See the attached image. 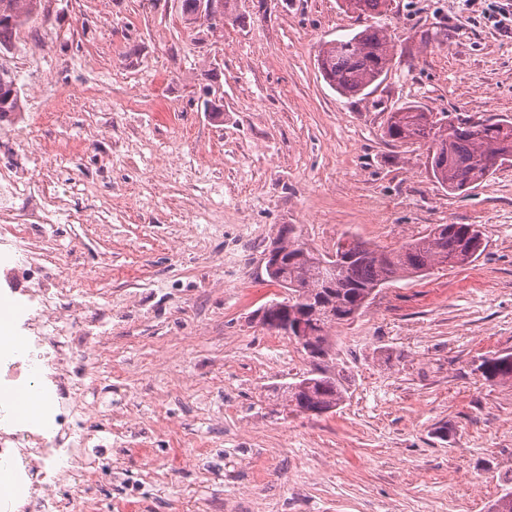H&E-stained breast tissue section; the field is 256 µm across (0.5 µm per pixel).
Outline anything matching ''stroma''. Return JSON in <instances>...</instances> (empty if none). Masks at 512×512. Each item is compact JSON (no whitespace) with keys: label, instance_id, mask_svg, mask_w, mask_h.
<instances>
[{"label":"stroma","instance_id":"stroma-1","mask_svg":"<svg viewBox=\"0 0 512 512\" xmlns=\"http://www.w3.org/2000/svg\"><path fill=\"white\" fill-rule=\"evenodd\" d=\"M512 0H393L374 22L393 47L368 95L323 79L320 44L372 20L340 0H233L220 30L187 28L177 0H54L48 22L13 35L22 112L0 122V165L31 170L70 219L35 251L101 280L94 303L129 413L148 429L114 470L179 457L185 487L216 512H488L512 478V384L483 357L512 354V164L451 194L426 148L384 135L404 105L449 120L512 121ZM218 87L219 113L204 86ZM88 88L78 103L72 87ZM39 140L25 129L46 110ZM309 248L343 234L385 250L436 224H471L483 251L461 268L380 288L333 328L349 391L320 416L283 410L273 388L308 369L299 345L264 329L283 300L263 255L280 225ZM201 437L183 448L174 426Z\"/></svg>","mask_w":512,"mask_h":512}]
</instances>
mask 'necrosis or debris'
I'll return each mask as SVG.
<instances>
[{"instance_id":"obj_1","label":"necrosis or debris","mask_w":512,"mask_h":512,"mask_svg":"<svg viewBox=\"0 0 512 512\" xmlns=\"http://www.w3.org/2000/svg\"><path fill=\"white\" fill-rule=\"evenodd\" d=\"M26 181L0 168V244L15 246L31 272L28 288L0 289V512H92L98 493L94 450L104 422L97 390L112 367L95 331L101 322L86 276L70 287L64 262H38L31 245L60 211L43 193L17 209ZM27 332L18 348L16 332ZM34 393L40 405L20 414L16 399Z\"/></svg>"}]
</instances>
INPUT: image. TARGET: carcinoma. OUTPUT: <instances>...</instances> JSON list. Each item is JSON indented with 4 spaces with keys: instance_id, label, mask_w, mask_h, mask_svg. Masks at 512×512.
I'll use <instances>...</instances> for the list:
<instances>
[{
    "instance_id": "carcinoma-1",
    "label": "carcinoma",
    "mask_w": 512,
    "mask_h": 512,
    "mask_svg": "<svg viewBox=\"0 0 512 512\" xmlns=\"http://www.w3.org/2000/svg\"><path fill=\"white\" fill-rule=\"evenodd\" d=\"M346 10L357 16L383 13L390 0H354ZM42 0H0V51H9L11 37L20 28L47 20ZM392 56L382 27L368 25L342 40L323 43L317 65L326 81L343 95L358 96L385 75ZM22 109L21 93L14 72L0 64V120ZM384 135L392 141H412L427 146L431 173L448 192H462L492 175L504 162L512 161V122L486 119L448 124L416 105H406L389 116ZM275 241L282 253L280 264L267 272L270 281L288 289L292 306L316 311L308 340L313 345L334 348L331 330L360 315L374 291L389 281L421 277L437 265L450 267L471 263L481 252L482 240L471 224H436L427 234L405 242L395 250L372 247L351 236L348 249L335 259L336 280L320 276L318 264L329 257L303 248L290 225L277 230ZM262 325L279 335L288 313L273 302L266 306ZM489 381H512V354L481 359L478 366ZM348 393L346 378L336 369L335 352L321 362L320 373L281 385L278 404L291 411L316 415L335 410ZM490 512H512V482L492 503Z\"/></svg>"
}]
</instances>
